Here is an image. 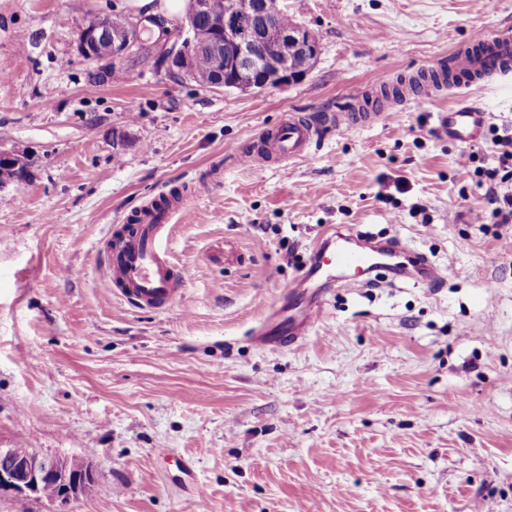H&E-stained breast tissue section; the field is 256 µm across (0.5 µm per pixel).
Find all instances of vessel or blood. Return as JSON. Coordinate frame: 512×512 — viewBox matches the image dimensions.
<instances>
[{"label": "vessel or blood", "instance_id": "vessel-or-blood-1", "mask_svg": "<svg viewBox=\"0 0 512 512\" xmlns=\"http://www.w3.org/2000/svg\"><path fill=\"white\" fill-rule=\"evenodd\" d=\"M512 74V25L506 24L490 33L480 32L471 39L470 47L452 53L447 64L425 70L415 80L401 82V96L420 97L435 90L455 89L459 92L457 106L451 112L436 115L439 129L459 142L479 139L486 121L482 112L471 111L462 97V89L493 77ZM372 99L353 94L347 107L311 121L289 113L276 132L255 149L240 152L243 161L259 167L271 162L291 161L307 156L325 137L327 130L341 125L375 121ZM178 210L142 207L132 216L133 227L119 238L112 249V282L127 301L153 308H163L178 288L186 286L191 273L188 267L173 269L162 246L164 230ZM395 279L417 280L427 284L440 282L444 268L438 267L425 254L417 252L406 257L399 240L372 243L361 239L350 228L328 232L313 247L299 280L311 283L317 292L334 288H364L373 285L374 273ZM319 299L309 301L297 320L288 328L289 342H296L320 321Z\"/></svg>", "mask_w": 512, "mask_h": 512}]
</instances>
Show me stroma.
<instances>
[{
	"mask_svg": "<svg viewBox=\"0 0 512 512\" xmlns=\"http://www.w3.org/2000/svg\"><path fill=\"white\" fill-rule=\"evenodd\" d=\"M285 5L321 53L301 80L253 92L150 57L85 59V14L129 17L128 0H0V148L30 170L0 187V448L90 462L95 484L66 512H512V224L469 213L490 133L440 137L444 93L386 99L381 119L284 166L235 154L288 113L335 112L350 90L444 62L512 24V0ZM467 93L488 125L512 126V79ZM200 180L165 243L192 270L182 297H116L113 235ZM340 225L401 239L446 281L327 292L286 343L300 269ZM322 305L320 299L310 300L300 311L299 318L292 320L288 326V342L294 343L320 321L322 316Z\"/></svg>",
	"mask_w": 512,
	"mask_h": 512,
	"instance_id": "1",
	"label": "stroma"
}]
</instances>
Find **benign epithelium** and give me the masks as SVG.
<instances>
[{
	"label": "benign epithelium",
	"mask_w": 512,
	"mask_h": 512,
	"mask_svg": "<svg viewBox=\"0 0 512 512\" xmlns=\"http://www.w3.org/2000/svg\"><path fill=\"white\" fill-rule=\"evenodd\" d=\"M210 0H190L188 21L178 26L162 44L168 72L189 76L195 53L206 50L224 66H215L210 87L232 88L245 75H258L251 82L263 88L278 87L302 79L316 62L320 49L310 45V31L302 24L277 27L275 19L284 12L280 0H224V12L210 17L208 25L197 18L209 14ZM149 29L143 19L116 15L101 17L94 30H78L76 48L94 60L118 62L129 56L142 34ZM293 42L303 53L291 59L283 45ZM29 174L25 156L16 150L0 149V167ZM95 482L92 466L79 459L48 456L37 450L22 453L0 448V492L11 490L43 497L45 488L55 489L51 502L64 505L87 493Z\"/></svg>",
	"instance_id": "1"
}]
</instances>
